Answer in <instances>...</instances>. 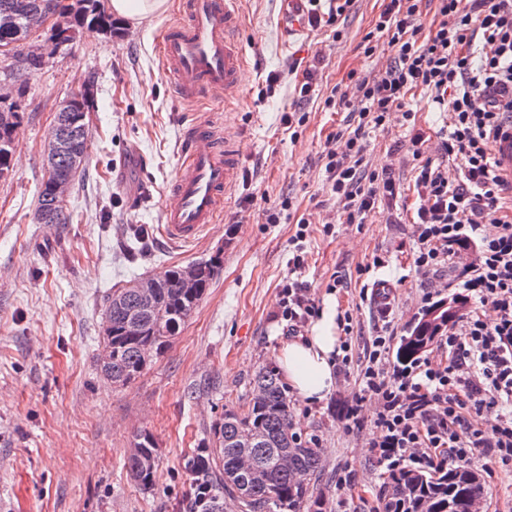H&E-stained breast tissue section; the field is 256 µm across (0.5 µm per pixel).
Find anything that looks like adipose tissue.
I'll use <instances>...</instances> for the list:
<instances>
[{"label": "adipose tissue", "instance_id": "1", "mask_svg": "<svg viewBox=\"0 0 512 512\" xmlns=\"http://www.w3.org/2000/svg\"><path fill=\"white\" fill-rule=\"evenodd\" d=\"M339 345L336 310L328 305L306 336L281 346L277 353L278 367L302 400L322 401L334 389Z\"/></svg>", "mask_w": 512, "mask_h": 512}]
</instances>
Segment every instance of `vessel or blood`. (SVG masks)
I'll return each mask as SVG.
<instances>
[{
	"instance_id": "1",
	"label": "vessel or blood",
	"mask_w": 512,
	"mask_h": 512,
	"mask_svg": "<svg viewBox=\"0 0 512 512\" xmlns=\"http://www.w3.org/2000/svg\"><path fill=\"white\" fill-rule=\"evenodd\" d=\"M237 0H183L177 21L166 25L159 45L163 70L184 99L236 92L244 65L234 40ZM492 156L512 183V122L501 125ZM240 152L207 123L195 124L174 179L158 231L171 246L194 243L222 215L237 180Z\"/></svg>"
}]
</instances>
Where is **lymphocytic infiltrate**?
Returning <instances> with one entry per match:
<instances>
[{"label":"lymphocytic infiltrate","mask_w":512,"mask_h":512,"mask_svg":"<svg viewBox=\"0 0 512 512\" xmlns=\"http://www.w3.org/2000/svg\"><path fill=\"white\" fill-rule=\"evenodd\" d=\"M422 0H383L374 30L396 46L375 79H356L357 124L335 133L339 149L327 152L326 187L348 222H364L377 202H393L402 187L394 169H367L365 130L384 126L389 113L413 114L405 99L429 94L448 115L440 160L410 139L418 196L412 235L414 263L424 274L449 270L479 306L437 338L446 361L418 359L388 367L394 340L378 328L360 363L359 393L346 408L362 428L364 402L378 408L370 445L378 467L394 473L486 457L512 467V217L504 208L512 185L492 161L493 137L512 119V0H436L423 28ZM279 316L296 333L318 314L306 285L281 287Z\"/></svg>","instance_id":"lymphocytic-infiltrate-1"}]
</instances>
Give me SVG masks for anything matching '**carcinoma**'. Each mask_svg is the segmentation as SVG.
<instances>
[{"mask_svg":"<svg viewBox=\"0 0 512 512\" xmlns=\"http://www.w3.org/2000/svg\"><path fill=\"white\" fill-rule=\"evenodd\" d=\"M50 10L57 19L77 31L114 34L118 27L105 0H0V17L12 14L9 33L13 58L32 68L29 32L23 16ZM77 171L59 158L44 168L33 222L41 223L50 206V185L56 178L75 181ZM177 268L157 279L153 304L145 307L135 288H116L107 296L104 314L112 320V356L97 364L100 377L115 387L133 382L162 354L198 307L213 279L209 268L200 272V287H179ZM448 330V317L440 326L426 327L419 320L410 335L401 339L396 360L420 357L437 337ZM256 393L242 409H226L210 428L212 440L187 461L189 490L179 512H226L232 504L238 512H326L324 500L310 487L321 472L315 445L292 424V400L272 367L259 369ZM157 459L154 436L140 430L133 435L126 464L131 478L143 490L151 487ZM482 475L471 467L440 465L425 471L402 470L386 478L385 512H462L467 498L482 494Z\"/></svg>","mask_w":512,"mask_h":512,"instance_id":"1","label":"carcinoma"}]
</instances>
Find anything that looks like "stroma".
<instances>
[{"mask_svg": "<svg viewBox=\"0 0 512 512\" xmlns=\"http://www.w3.org/2000/svg\"><path fill=\"white\" fill-rule=\"evenodd\" d=\"M181 0L120 34L83 31L46 57L28 78L13 77L0 55V88L24 105L15 132L12 168L0 178V512H178L188 489L187 461L210 438L227 408L253 396L256 371L275 363L289 335L274 318L282 283L291 275L292 239L300 218L310 221L301 274L318 304L351 314L352 348L361 353L376 327L390 322L406 336L423 315L424 276L414 265L412 217L417 201L412 159L392 147L413 132L435 156L446 115L421 90L406 98L414 128L391 118L368 129L369 169L395 166L403 184L387 220L382 208L350 224L324 181L330 134L348 128V110L326 105L349 90L353 77H372L396 49L380 39L373 55L361 42L373 30L382 0H354L340 39L326 30L283 37L285 0H239L236 38L246 59L236 100L178 98L157 56L166 24ZM320 62V93L299 101L295 85ZM91 82L89 157L71 186L68 224H36L33 213L43 173V145L53 113L70 90ZM308 120L289 130L294 109ZM212 121L243 157L222 222L195 242L165 246L155 232L185 146L184 133ZM279 221L267 223L270 212ZM332 233H324V224ZM221 255L222 265L198 308L166 351L123 388L100 378L105 299L132 277L156 276ZM388 263L371 268L373 255ZM342 287L332 288L334 276ZM392 284L388 311L366 301L363 289ZM359 390L358 371L337 375L318 404L293 401V423L316 437L322 462L314 495L327 512H381L386 473L366 445L368 435L347 428L342 405ZM147 430L158 455L151 490L130 478L126 458L135 432ZM483 478L485 512H512L506 468L475 460ZM349 479L347 504L336 483Z\"/></svg>", "mask_w": 512, "mask_h": 512, "instance_id": "obj_1", "label": "stroma"}]
</instances>
